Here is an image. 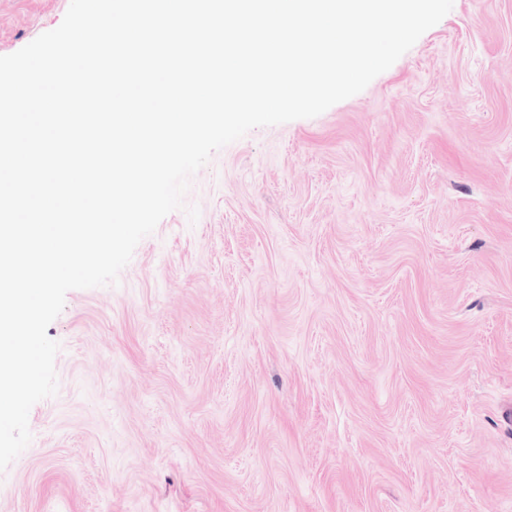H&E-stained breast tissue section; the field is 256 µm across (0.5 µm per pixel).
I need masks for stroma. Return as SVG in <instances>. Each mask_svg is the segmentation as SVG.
Instances as JSON below:
<instances>
[{
    "label": "stroma",
    "mask_w": 512,
    "mask_h": 512,
    "mask_svg": "<svg viewBox=\"0 0 512 512\" xmlns=\"http://www.w3.org/2000/svg\"><path fill=\"white\" fill-rule=\"evenodd\" d=\"M69 4L0 0V56ZM184 203L67 293L0 512H512V0H454Z\"/></svg>",
    "instance_id": "obj_1"
}]
</instances>
